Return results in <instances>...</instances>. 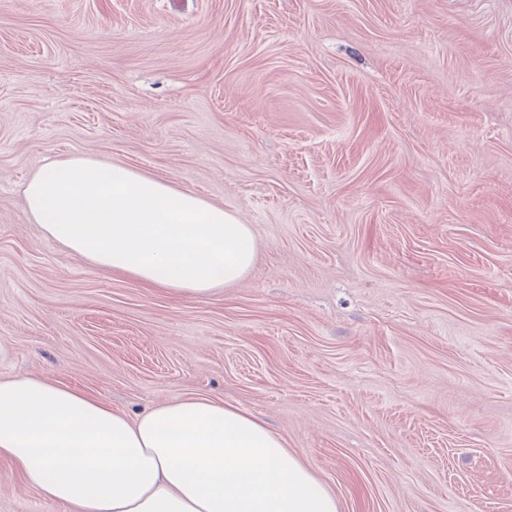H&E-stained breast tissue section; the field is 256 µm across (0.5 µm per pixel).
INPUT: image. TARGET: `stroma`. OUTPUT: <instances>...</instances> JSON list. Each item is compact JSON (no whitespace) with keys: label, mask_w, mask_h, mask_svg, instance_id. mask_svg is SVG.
Wrapping results in <instances>:
<instances>
[{"label":"stroma","mask_w":512,"mask_h":512,"mask_svg":"<svg viewBox=\"0 0 512 512\" xmlns=\"http://www.w3.org/2000/svg\"><path fill=\"white\" fill-rule=\"evenodd\" d=\"M251 225L200 297L47 238L56 159ZM261 416L339 512H512V0H0V379ZM0 512H72L0 460Z\"/></svg>","instance_id":"obj_1"}]
</instances>
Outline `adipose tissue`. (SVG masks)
<instances>
[{
    "mask_svg": "<svg viewBox=\"0 0 512 512\" xmlns=\"http://www.w3.org/2000/svg\"><path fill=\"white\" fill-rule=\"evenodd\" d=\"M25 200L71 254L191 298L239 282L258 254L231 212L120 162L54 161ZM0 459L74 512H338L279 433L207 396L132 418L40 375L3 379Z\"/></svg>",
    "mask_w": 512,
    "mask_h": 512,
    "instance_id": "obj_1",
    "label": "adipose tissue"
}]
</instances>
